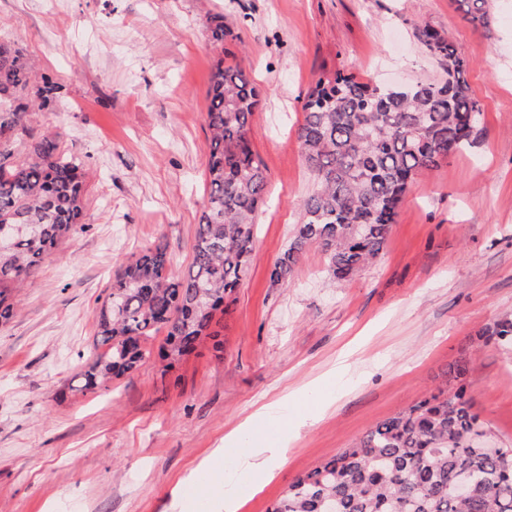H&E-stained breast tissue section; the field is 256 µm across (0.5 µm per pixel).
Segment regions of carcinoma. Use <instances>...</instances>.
I'll return each mask as SVG.
<instances>
[{"instance_id": "cac0c4a2", "label": "carcinoma", "mask_w": 512, "mask_h": 512, "mask_svg": "<svg viewBox=\"0 0 512 512\" xmlns=\"http://www.w3.org/2000/svg\"><path fill=\"white\" fill-rule=\"evenodd\" d=\"M464 18L487 27L488 0H456ZM217 45L232 36L210 20ZM443 75L406 88L372 87L344 72L320 80L303 103L297 140L313 178L288 247L270 271L289 282L312 248L327 258L336 280L355 276L383 250L415 176L462 150L479 107L467 79L468 61L448 37L416 28ZM24 51L0 42V324L15 315V290L37 273L43 258L77 232L83 219V164L59 151L57 136L34 138L25 118L54 109L61 86L35 80ZM205 122L210 131L205 203L191 262L168 273L166 246L147 248L112 280L98 314L95 356L80 392L106 388L145 358L142 343L167 330L169 364L194 350L214 313L247 270L265 203L267 176L251 148L258 92L238 63L219 60L210 78ZM484 342L512 343V315L481 333ZM467 472L474 484L461 501L450 487ZM512 512V448L488 437L466 389L441 391L367 429L306 475L297 478L271 512Z\"/></svg>"}]
</instances>
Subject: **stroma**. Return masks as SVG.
<instances>
[{
    "label": "stroma",
    "instance_id": "1",
    "mask_svg": "<svg viewBox=\"0 0 512 512\" xmlns=\"http://www.w3.org/2000/svg\"><path fill=\"white\" fill-rule=\"evenodd\" d=\"M490 27L455 0H0V40L59 83L54 111L27 124L82 159L85 228L46 256L0 327V512H181L172 491L264 404L317 380L324 400L273 480L242 489L237 512H271L295 478L369 427L466 386L484 428L512 448V346L479 335L512 314V0ZM259 94L252 147L269 179L247 274L206 338L174 369L148 339L131 375L76 391L92 361L106 289L161 243L188 264L204 206L207 90L221 50L211 17ZM444 32L469 62L480 116L472 142L409 187L377 260L335 281L311 249L272 285L313 182L296 137L302 103L336 72L400 87L440 76L415 28Z\"/></svg>",
    "mask_w": 512,
    "mask_h": 512
}]
</instances>
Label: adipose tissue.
I'll list each match as a JSON object with an SVG mask.
<instances>
[{
	"label": "adipose tissue",
	"instance_id": "1",
	"mask_svg": "<svg viewBox=\"0 0 512 512\" xmlns=\"http://www.w3.org/2000/svg\"><path fill=\"white\" fill-rule=\"evenodd\" d=\"M308 393L304 386L262 406L227 436L230 445L241 439L248 442V488H259L273 478L285 456L286 442L311 420V413L304 409Z\"/></svg>",
	"mask_w": 512,
	"mask_h": 512
}]
</instances>
